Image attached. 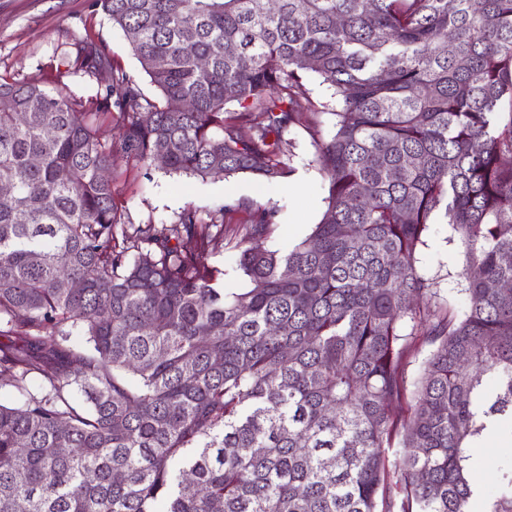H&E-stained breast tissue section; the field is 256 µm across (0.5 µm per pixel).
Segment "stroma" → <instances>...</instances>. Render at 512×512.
I'll return each mask as SVG.
<instances>
[{
  "instance_id": "1",
  "label": "stroma",
  "mask_w": 512,
  "mask_h": 512,
  "mask_svg": "<svg viewBox=\"0 0 512 512\" xmlns=\"http://www.w3.org/2000/svg\"><path fill=\"white\" fill-rule=\"evenodd\" d=\"M79 41L92 43L114 65L135 80L143 94L157 92L132 55L123 31L113 26L95 0H0V77L26 80L41 77L48 88H59L74 98L94 99L110 72L91 77L78 65L62 66L63 53H74ZM336 118L321 114L319 125L301 121L286 137L291 141L293 171L269 184L250 174L222 180L201 179L143 166L125 155L112 158L113 203L125 224H173L187 207L199 210L202 221L221 204L236 206V220L260 203L275 212V227L267 239L270 248L288 250L306 238L325 212L327 191L320 172L310 166L312 142L330 138ZM419 266L430 279L437 301L455 311L466 305L467 282L462 275L464 248L443 215H435L417 252Z\"/></svg>"
}]
</instances>
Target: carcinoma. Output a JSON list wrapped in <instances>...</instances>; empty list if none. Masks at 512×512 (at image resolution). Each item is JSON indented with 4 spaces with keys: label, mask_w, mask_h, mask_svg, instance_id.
I'll return each instance as SVG.
<instances>
[{
    "label": "carcinoma",
    "mask_w": 512,
    "mask_h": 512,
    "mask_svg": "<svg viewBox=\"0 0 512 512\" xmlns=\"http://www.w3.org/2000/svg\"><path fill=\"white\" fill-rule=\"evenodd\" d=\"M96 4L158 99L118 73L89 109L0 78V378L25 396L0 403V512H512V464L488 488L473 450L512 424V0ZM76 62L110 66L83 42ZM310 74L336 132L313 142L327 207L308 237L267 248L258 204L243 224L227 205L119 223L115 152L291 173L285 132L321 114ZM439 211L465 249L460 314L418 265ZM231 240L239 293L211 264ZM308 88L310 89V95L314 103L319 107L322 103L336 106V96L334 95L335 90L329 84L323 83L322 79L317 76H310L308 80Z\"/></svg>",
    "instance_id": "obj_1"
}]
</instances>
